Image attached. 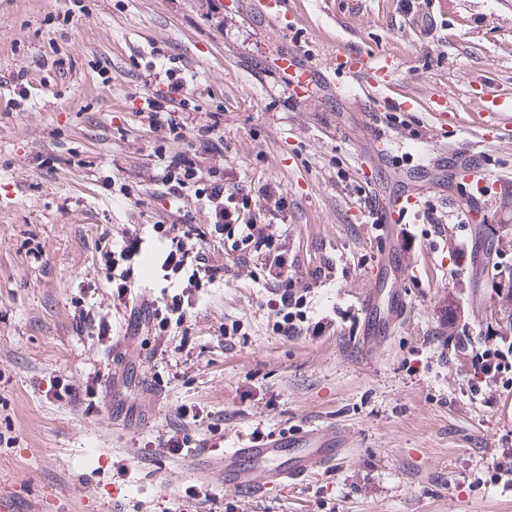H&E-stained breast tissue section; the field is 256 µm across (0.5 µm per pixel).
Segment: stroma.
<instances>
[{
  "instance_id": "obj_1",
  "label": "stroma",
  "mask_w": 512,
  "mask_h": 512,
  "mask_svg": "<svg viewBox=\"0 0 512 512\" xmlns=\"http://www.w3.org/2000/svg\"><path fill=\"white\" fill-rule=\"evenodd\" d=\"M262 2L0 0V495L41 498L43 512H512L495 471L512 473L507 390L473 392L455 346L512 340V124L470 127L492 95L512 98V0H291L284 29ZM342 46L394 57L387 92L406 111L338 74ZM287 52L322 76L306 96L275 73ZM159 65L194 79L188 126L223 113L224 171L256 222L287 224L301 268L328 267L321 285L295 284L320 335H276L245 267L191 294L169 335L134 333L130 307L182 291L153 261L119 304L101 255L173 220L155 175L187 144L142 111ZM466 171L494 182L482 203ZM406 193L423 273L407 317L364 354L347 314L383 260L367 210ZM127 371L130 395L106 396ZM189 407L198 419L179 420ZM304 421L345 427L347 457L263 497L162 446L175 435L217 463L239 435Z\"/></svg>"
}]
</instances>
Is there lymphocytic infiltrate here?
<instances>
[{
	"instance_id": "1",
	"label": "lymphocytic infiltrate",
	"mask_w": 512,
	"mask_h": 512,
	"mask_svg": "<svg viewBox=\"0 0 512 512\" xmlns=\"http://www.w3.org/2000/svg\"><path fill=\"white\" fill-rule=\"evenodd\" d=\"M163 83L164 91L147 102L149 124L187 141L188 148L166 155L157 178L171 203L178 204L187 195H195L208 218L207 223L196 224L183 212L177 223L153 225V232L170 242L164 270L188 272V287L199 289L212 285L220 274H231L233 267L254 264L257 276L270 286L266 307L275 315L273 332L284 337L319 335L322 326L308 317L307 300L296 294L294 283L304 274L313 282H320L325 276L323 268L300 272L288 259L280 225L259 224L249 219L248 196L225 184L216 165L224 157V141L217 134L222 113H209L204 124L188 128L179 107L189 99V83L170 71ZM213 237L224 242L226 262L220 268L207 265L201 253L203 243ZM130 315L136 329L150 326L163 332L170 324H183L187 312L182 299L175 296L171 301L157 303L151 310H131ZM460 345L468 352L475 373L484 380L498 383L512 371V341L473 346L464 339Z\"/></svg>"
}]
</instances>
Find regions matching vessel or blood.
<instances>
[{
  "mask_svg": "<svg viewBox=\"0 0 512 512\" xmlns=\"http://www.w3.org/2000/svg\"><path fill=\"white\" fill-rule=\"evenodd\" d=\"M346 67L353 84L369 89L388 81L394 62L386 55L354 52ZM418 206V198L407 195L370 209L377 240L389 257L387 266L373 269L371 285L358 299V327L353 343L364 353L376 351L408 311L402 284L419 275L418 268L411 264L417 243L408 217ZM348 443L346 429L332 423L305 422L289 432L247 434L225 449L219 474L243 494L257 496L335 471L346 455Z\"/></svg>",
  "mask_w": 512,
  "mask_h": 512,
  "instance_id": "vessel-or-blood-1",
  "label": "vessel or blood"
}]
</instances>
